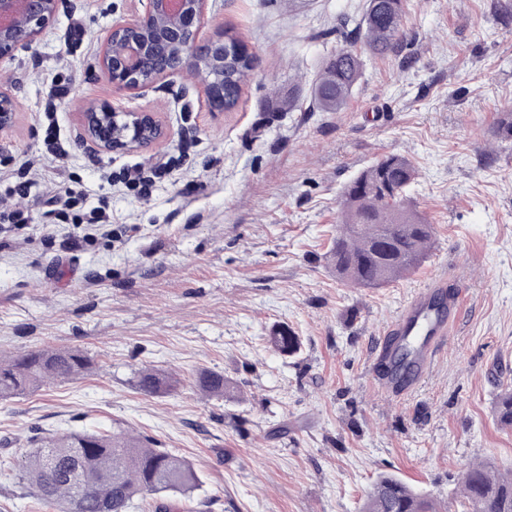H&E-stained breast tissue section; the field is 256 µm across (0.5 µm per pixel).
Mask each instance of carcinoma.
I'll return each instance as SVG.
<instances>
[{
    "label": "carcinoma",
    "instance_id": "cac0c4a2",
    "mask_svg": "<svg viewBox=\"0 0 512 512\" xmlns=\"http://www.w3.org/2000/svg\"><path fill=\"white\" fill-rule=\"evenodd\" d=\"M404 0H367L356 36L373 55L395 52L401 42ZM362 54L341 49L325 62L313 94L319 109L338 112L347 104L363 70ZM255 67L251 53L224 60V104L233 110L242 85ZM496 138L512 140V110L501 111ZM417 171L408 158L385 155L353 177L342 189L341 231L328 252L336 276L361 287H381L403 277L424 259L432 225L407 202ZM269 342L282 355L298 353L301 341L286 325L272 329ZM88 369L78 350L43 349L0 362V399L68 380ZM202 389L224 393V375L203 372ZM139 387L156 393L170 387L165 376L141 373ZM497 416L512 425V391L502 394ZM24 477L39 499L60 512H128L134 496L185 493L198 477L185 460L144 445L123 432L73 433L41 442L28 457ZM461 512H512V474H501L489 463L471 467L456 492ZM363 512H447L431 497L401 479L382 476L367 496Z\"/></svg>",
    "mask_w": 512,
    "mask_h": 512
}]
</instances>
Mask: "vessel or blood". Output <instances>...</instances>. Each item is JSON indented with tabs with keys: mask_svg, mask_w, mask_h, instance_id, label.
<instances>
[{
	"mask_svg": "<svg viewBox=\"0 0 512 512\" xmlns=\"http://www.w3.org/2000/svg\"><path fill=\"white\" fill-rule=\"evenodd\" d=\"M458 315L459 303L449 296L447 279L436 278L413 296L387 329V342L374 352L377 364L392 365L391 375L374 377L386 395L395 399L420 384Z\"/></svg>",
	"mask_w": 512,
	"mask_h": 512,
	"instance_id": "vessel-or-blood-1",
	"label": "vessel or blood"
}]
</instances>
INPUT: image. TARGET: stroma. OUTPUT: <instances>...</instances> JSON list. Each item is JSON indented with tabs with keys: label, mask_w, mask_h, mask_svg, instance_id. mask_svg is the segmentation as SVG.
I'll return each mask as SVG.
<instances>
[{
	"label": "stroma",
	"mask_w": 512,
	"mask_h": 512,
	"mask_svg": "<svg viewBox=\"0 0 512 512\" xmlns=\"http://www.w3.org/2000/svg\"><path fill=\"white\" fill-rule=\"evenodd\" d=\"M146 0H64L52 27L0 71L15 73L13 127L0 134V196L37 161L106 211L111 237L60 252L75 234L51 217L42 182L30 222L0 226V359L81 351L82 375L0 400V512H58L31 495L22 467L37 442L117 429L191 463L188 494L134 498L129 512H361L392 474L450 501L465 472L512 471V427L494 414L512 388V146L493 135L512 106V0H406L398 52L365 55L343 110L310 96L326 57L360 49L347 21L366 0H209L201 40L230 30L256 68L229 112L209 111L186 75L128 92L98 52L112 24ZM65 157L44 145L51 87ZM296 86L291 109L277 100ZM155 112L165 138L138 152L90 153L85 104ZM418 171L409 195L435 228L418 267L380 288L339 280L326 254L341 190L376 158ZM444 276L463 312L422 383L381 397L372 356L414 294ZM301 340L280 355L278 325ZM149 368L172 382L141 391ZM223 374L215 397L197 382ZM269 342L280 354L287 356L297 354L301 346L299 336L288 325H279L272 329Z\"/></svg>",
	"instance_id": "stroma-1"
}]
</instances>
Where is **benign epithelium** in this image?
<instances>
[{
	"instance_id": "benign-epithelium-1",
	"label": "benign epithelium",
	"mask_w": 512,
	"mask_h": 512,
	"mask_svg": "<svg viewBox=\"0 0 512 512\" xmlns=\"http://www.w3.org/2000/svg\"><path fill=\"white\" fill-rule=\"evenodd\" d=\"M208 0H147L137 18L112 25L99 53L110 84L133 91L186 74L203 89L214 112L224 111V37L198 45ZM62 0H0V63L30 49L55 19ZM16 101L0 86V133L9 130ZM81 142L94 152L140 151L165 136L153 112H120L91 102L80 113Z\"/></svg>"
}]
</instances>
